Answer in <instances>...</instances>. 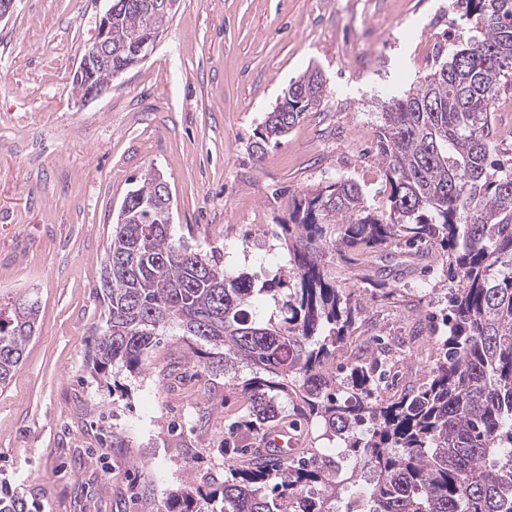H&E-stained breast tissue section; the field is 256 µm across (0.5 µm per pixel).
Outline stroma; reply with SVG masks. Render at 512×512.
Segmentation results:
<instances>
[{
	"label": "stroma",
	"mask_w": 512,
	"mask_h": 512,
	"mask_svg": "<svg viewBox=\"0 0 512 512\" xmlns=\"http://www.w3.org/2000/svg\"><path fill=\"white\" fill-rule=\"evenodd\" d=\"M453 0H180L153 52L90 101L73 72L107 0H15L0 21V309L36 301L37 330L0 388V484L37 512H166L191 491L210 512L224 481V376L210 345L165 337L140 370L88 359L107 310L96 290L112 226L149 168L172 196L174 237L227 272L287 274L292 196L342 179L382 203L381 104L403 95L460 31L432 25ZM321 70L326 96L279 143L264 119ZM369 335L428 338L451 286L439 263L376 254L361 276Z\"/></svg>",
	"instance_id": "stroma-1"
}]
</instances>
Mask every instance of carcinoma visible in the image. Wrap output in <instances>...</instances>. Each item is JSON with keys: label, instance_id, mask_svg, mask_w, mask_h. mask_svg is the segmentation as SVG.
<instances>
[{"label": "carcinoma", "instance_id": "1", "mask_svg": "<svg viewBox=\"0 0 512 512\" xmlns=\"http://www.w3.org/2000/svg\"><path fill=\"white\" fill-rule=\"evenodd\" d=\"M112 23V70L137 59L138 45L171 11L126 0ZM472 35L407 94L384 102L376 149L386 201L367 205L344 179L289 202L281 225L293 276L256 285L230 274L217 252L183 246L162 223L167 210L149 169L126 196L127 223L112 228L100 271L106 330L91 348L94 367L137 370L175 331L224 349L216 367L244 401L239 426L254 435L283 422L299 436L316 424L328 448L250 460L224 442V512H512V158L490 140L493 106L512 84V0H458ZM325 81L308 69L262 141H279L321 104ZM436 250L454 287L448 335L423 344L428 375L395 384L397 362L382 336H358L360 307L339 284L347 268L379 252L422 259ZM269 296L275 312L252 309ZM36 303L0 313V386L23 361ZM251 377H240L242 369ZM287 401L292 414H282ZM370 474L346 507L340 493ZM167 512H201L189 493H170ZM0 512H32L0 486Z\"/></svg>", "mask_w": 512, "mask_h": 512}]
</instances>
